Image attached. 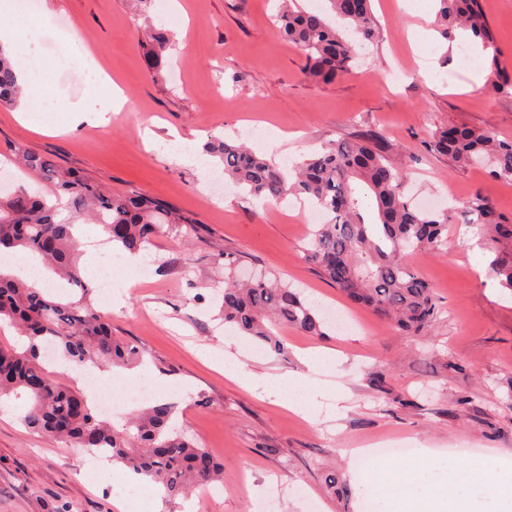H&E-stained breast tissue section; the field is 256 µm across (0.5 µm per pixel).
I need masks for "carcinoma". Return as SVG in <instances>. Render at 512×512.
<instances>
[{
    "mask_svg": "<svg viewBox=\"0 0 512 512\" xmlns=\"http://www.w3.org/2000/svg\"><path fill=\"white\" fill-rule=\"evenodd\" d=\"M434 28L443 40L456 31L468 33L483 48L494 47V34L482 0H434ZM330 10L363 42L378 33L372 0H328ZM278 35L304 55V79L330 83L348 73L356 57L355 44L330 26L320 12L306 10L298 0H283L275 17ZM170 36L150 35L144 56L147 72L161 76ZM512 90V72L492 56L486 91ZM21 87L13 64L0 52V105L16 102ZM430 149L463 167L476 166L495 179L512 181V141L487 130L465 125L441 127ZM388 147L374 133L352 141H336L296 165L294 178L245 144L213 138L205 152L219 159L224 176L249 194L278 202L290 194H304L326 212L327 221L309 232L307 259L324 279L350 301L370 309L406 335H418L437 321L441 306L433 289L403 260L409 251L439 254L448 231V215L423 210L404 193L406 173L387 155ZM18 161L55 187L54 198L32 196L23 187L0 197V254L23 250L40 259L44 268L79 291L76 300L36 288L0 272V321L7 320L28 339L20 351L0 343V398L20 392L30 399L23 418L31 429L73 448L105 449L112 461L143 474L170 496H186L202 483L224 481V468L199 443L178 429L176 405L158 401L115 425L98 416L87 397L60 382L41 359L51 344L63 360L129 368L143 363L141 351L112 334V324L95 309L91 287L80 274L77 224L91 220L103 225L112 245L137 254L147 249L164 226L192 220L154 197L132 193L112 195L46 156L14 149ZM376 210L366 221L359 190ZM69 216L59 218V206ZM465 223L478 224L495 244H505L493 263L502 287L512 291V218L498 212L477 192L465 204ZM215 264L224 270V323L242 335L287 354L278 336L294 328L308 336L324 335V321L313 303L271 271L242 277L241 256L220 250Z\"/></svg>",
    "mask_w": 512,
    "mask_h": 512,
    "instance_id": "obj_1",
    "label": "carcinoma"
}]
</instances>
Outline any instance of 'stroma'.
<instances>
[{
    "label": "stroma",
    "mask_w": 512,
    "mask_h": 512,
    "mask_svg": "<svg viewBox=\"0 0 512 512\" xmlns=\"http://www.w3.org/2000/svg\"><path fill=\"white\" fill-rule=\"evenodd\" d=\"M39 0L40 9L66 16L67 30L43 35L34 81L51 86L31 123L16 106L0 107V156L18 147L117 195L142 192L190 216V223L157 236L140 259L148 280L122 287L127 253L113 249L101 225L83 239L92 262L93 298L112 321L114 335L137 346L145 362L139 381L171 379L157 400L175 403L176 424L224 467V481L207 498L141 497L86 477L82 457L64 443L30 431L20 420L26 395L0 405V512H371L355 478V448L409 443L431 456L454 450L459 465L476 457L512 455V291L491 270L494 252L469 244L460 211L483 192L512 215V183L487 171L457 166L423 147L436 128L464 124L512 140V91L487 93L474 82L483 57L460 42L411 46L418 12L434 0H373L380 35L358 44V65L324 84L304 80V57L276 33L277 0ZM501 64L512 70V0H483ZM168 30L177 45L161 77L144 66L149 32ZM102 50L99 64L120 83L126 102L102 122L71 129L70 103L102 109L90 95L86 69L61 65L63 33ZM400 82L390 76L398 69ZM372 131L405 170L414 200L449 195L445 255L407 254L433 288L442 313L420 336H403L367 308L351 304L307 260L306 200L262 204L232 181L212 196L222 175L217 159L180 161L153 145L174 137L204 146L211 137L246 142L288 169L327 144ZM223 248L275 271L319 310L336 306L349 316L347 331L326 324L323 335L285 330L288 353L271 350L225 326L220 313L224 272L213 255ZM228 351L257 376L303 371L301 351L332 350L336 360L309 371L323 388L311 421L239 386L201 357Z\"/></svg>",
    "instance_id": "35a3bbf8"
}]
</instances>
